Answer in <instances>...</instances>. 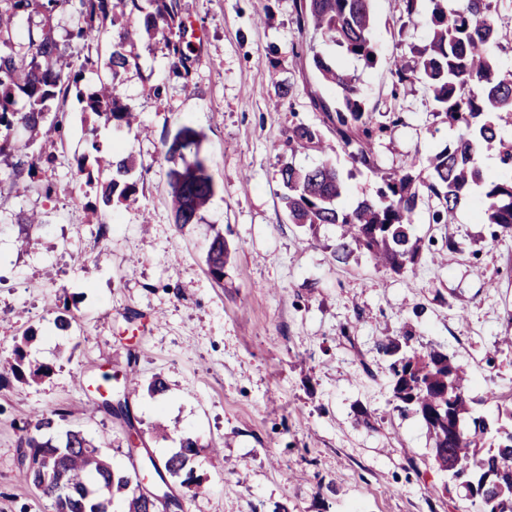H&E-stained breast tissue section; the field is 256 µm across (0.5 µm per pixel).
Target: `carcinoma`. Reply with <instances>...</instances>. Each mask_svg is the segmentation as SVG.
I'll return each mask as SVG.
<instances>
[{
	"label": "carcinoma",
	"instance_id": "cac0c4a2",
	"mask_svg": "<svg viewBox=\"0 0 512 512\" xmlns=\"http://www.w3.org/2000/svg\"><path fill=\"white\" fill-rule=\"evenodd\" d=\"M409 22L429 28L428 40L417 49L414 64H394L399 84L421 83L430 93L434 110L458 129L455 141L428 158L424 169L412 160L402 169L381 175L376 197L352 206L340 199L346 186L338 171L325 163L300 169L290 162L280 168L286 193L283 200L289 221L311 228L334 224L341 234L333 250L339 263L365 253L375 264L395 273L413 268L423 252L422 240L412 226L420 198L439 201L432 212L435 224L452 223L460 203L470 192L481 191L491 238L512 236V143L498 132L501 123L512 124V73L502 74L493 63L494 50L506 34L499 27L492 0H404ZM70 13L74 27L56 35L55 17ZM130 19L113 33L112 52L105 63L111 81L81 97L82 111L127 127L134 121L130 109L120 105L123 74L136 55L140 35H161L171 58V73L191 79L180 0H0V157H10L0 170V184L28 192L42 183L39 174L52 166L51 151H31L33 140L12 137L21 127L36 135L47 126L63 135L64 104L79 88L85 73L99 62L83 49L95 42L115 16ZM295 22L312 28L343 51L367 65L376 61L371 37V0H296ZM314 66L322 79L339 89L336 102V146L364 167L376 171L373 141L384 127L375 125L374 112L366 107L352 77L336 62L318 54ZM200 135L180 127L165 143L167 160H181L168 171L170 207L177 224H194L214 195V183L198 151ZM322 143L319 130L299 123L288 134L292 153ZM193 150V160L184 151ZM496 150L500 171L486 175L482 155ZM112 169V178L94 183L91 165ZM134 168L129 157L84 153L75 159L74 176L96 194L106 207L126 201L134 185L126 181ZM230 251L224 235L211 241L206 257L208 272L216 282L224 279ZM409 335L379 342L387 366L396 408L413 413L425 423L438 467L459 482L465 496L480 512H512V407L494 419L475 416L466 397V369L437 348L418 351L409 347ZM22 343L13 358L0 364V386L9 377L37 381L49 372L45 365H25ZM100 410L133 430L128 407H112V398L101 400ZM67 412L55 409L33 422L21 420L24 432L17 462L23 477L43 496L53 499L55 512H111L119 494L124 512H160L139 489L136 472H117L108 456L79 430H68L62 440L46 432L65 420ZM198 441L186 438L164 463L150 461L155 484L170 480L200 490L190 461L198 454Z\"/></svg>",
	"mask_w": 512,
	"mask_h": 512
}]
</instances>
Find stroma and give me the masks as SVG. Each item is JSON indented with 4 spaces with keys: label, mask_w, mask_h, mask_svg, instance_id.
<instances>
[{
    "label": "stroma",
    "mask_w": 512,
    "mask_h": 512,
    "mask_svg": "<svg viewBox=\"0 0 512 512\" xmlns=\"http://www.w3.org/2000/svg\"><path fill=\"white\" fill-rule=\"evenodd\" d=\"M180 4L194 31L192 83L170 76L162 40L142 39L122 86L138 127L92 125L69 100L67 144L45 173L55 194L0 186V357L32 331L27 358L50 368L39 382L0 388V512H53L17 466L23 417L66 409L58 432L82 431L115 468L130 469L123 429L98 408L106 373L109 392H127L157 461L197 439L193 466L205 491L187 496L185 512H477L434 463L423 421L395 409L378 344L409 330L415 348L453 356L470 373L474 411L496 416L487 391L512 398V349L499 345L512 336V237L491 240L479 194L450 224L432 223L435 202L423 199L414 233L431 254L399 275L361 253L337 263V227L291 224L281 199L284 161L329 162L349 205L373 196L380 173L426 162L456 138L423 85L396 84L391 73L428 30L408 24L403 0H373L378 55L368 66L299 29L295 0ZM316 52L354 78L386 124L375 141L378 171L341 150H286L300 122L334 138L313 105L336 98ZM393 112L402 124L390 125ZM183 125L203 136L215 193L197 223L181 226L167 205L163 141ZM91 127L102 151L134 160V201L99 206L75 181L74 157ZM33 213L41 222L19 248L18 226ZM218 233L231 249L219 283L206 265ZM450 237L457 249L447 248ZM63 310L67 333L55 326ZM156 376L168 389L154 396L147 386ZM159 424L167 439L155 436Z\"/></svg>",
    "instance_id": "1"
}]
</instances>
